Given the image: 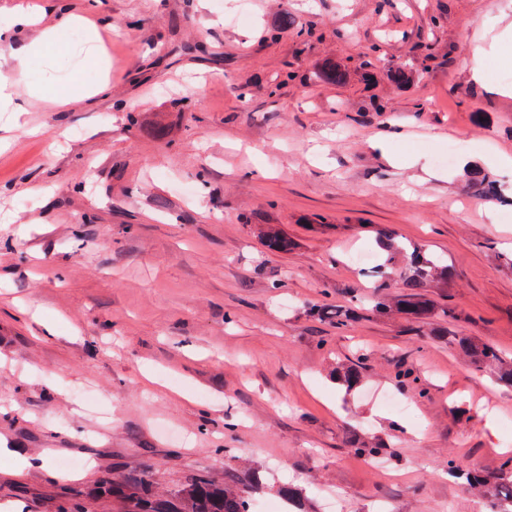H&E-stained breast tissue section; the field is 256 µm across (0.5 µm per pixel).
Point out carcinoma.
Returning a JSON list of instances; mask_svg holds the SVG:
<instances>
[{
	"label": "carcinoma",
	"instance_id": "1",
	"mask_svg": "<svg viewBox=\"0 0 512 512\" xmlns=\"http://www.w3.org/2000/svg\"><path fill=\"white\" fill-rule=\"evenodd\" d=\"M470 188L480 197H490L496 191V184L486 174L474 171ZM254 230L271 252L286 253L296 247L295 241L277 224H257ZM376 245L381 261L367 270L371 295L355 293L346 305L314 302L307 306V314L338 331L365 318L403 319L429 325L433 339L456 350L476 370L489 373L496 384L512 389V356L477 336L450 334L448 329L435 326L439 321L462 320L460 310L451 305L441 306L431 296V289L448 286L452 277L448 262L420 244L397 241L388 230L379 232ZM324 373L331 384L349 397L368 383L360 356L330 360ZM350 444L358 454L367 457L390 449L385 432L359 431L351 437ZM224 452L238 462L241 474L227 469L222 483L200 476L172 492L159 489L149 472L136 471L118 480H102L97 492L119 501L120 512H254L252 504L256 496L267 493L290 500L292 512H317L315 498L306 487L274 484L268 478L267 469L255 459L237 457L229 448ZM447 470L448 477L458 481L470 494L506 503L508 508L503 512H512V458L499 466L495 476L480 469L460 473L452 459L448 460Z\"/></svg>",
	"mask_w": 512,
	"mask_h": 512
}]
</instances>
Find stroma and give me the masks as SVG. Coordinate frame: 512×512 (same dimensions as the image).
I'll list each match as a JSON object with an SVG mask.
<instances>
[{"label": "stroma", "instance_id": "35a3bbf8", "mask_svg": "<svg viewBox=\"0 0 512 512\" xmlns=\"http://www.w3.org/2000/svg\"><path fill=\"white\" fill-rule=\"evenodd\" d=\"M236 11L100 0L110 96L62 107L22 90V112L0 115V512H57L65 494L114 512L89 497L103 476L220 480V448L270 479L315 482L319 512L329 495L337 512H479L443 464L490 473L512 454V390L429 328L363 319L339 332L303 308L363 287L348 258L390 229L447 258L454 277L435 299L464 310L454 331L512 355V173L493 163L512 157V56L492 48L480 83L465 65L512 24V0ZM285 13L294 28L279 29ZM96 50L65 31L31 84H95ZM330 63L341 82L323 79ZM397 66L409 80L389 79ZM475 170L501 200L472 194ZM257 224L297 249L268 252ZM358 347L406 412L324 381L328 358ZM401 363L429 380L426 397L397 381ZM392 421L397 456L371 468L349 438Z\"/></svg>", "mask_w": 512, "mask_h": 512}]
</instances>
